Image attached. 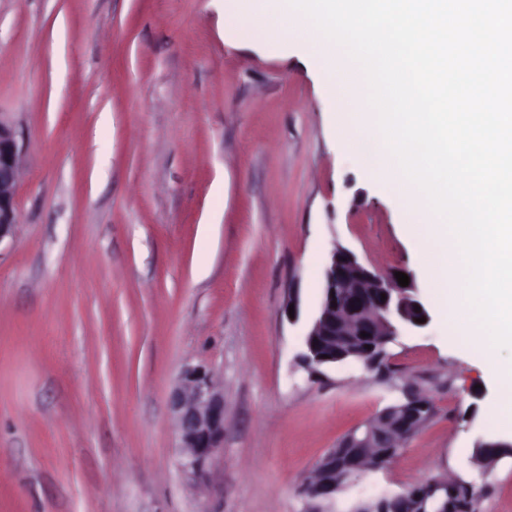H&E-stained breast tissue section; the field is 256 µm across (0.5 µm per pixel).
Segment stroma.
<instances>
[{
  "mask_svg": "<svg viewBox=\"0 0 512 512\" xmlns=\"http://www.w3.org/2000/svg\"><path fill=\"white\" fill-rule=\"evenodd\" d=\"M0 116L27 135L0 244V512H304L318 460L409 389L431 419L331 512L443 476L512 512V458L474 459L495 386L440 318L390 344L385 378L296 363L288 293L313 316L333 245L431 288L297 47L244 38L224 0H0ZM199 364L224 388L202 485L169 406Z\"/></svg>",
  "mask_w": 512,
  "mask_h": 512,
  "instance_id": "obj_1",
  "label": "stroma"
}]
</instances>
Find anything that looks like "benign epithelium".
<instances>
[{
	"label": "benign epithelium",
	"instance_id": "obj_1",
	"mask_svg": "<svg viewBox=\"0 0 512 512\" xmlns=\"http://www.w3.org/2000/svg\"><path fill=\"white\" fill-rule=\"evenodd\" d=\"M23 142V132L0 117V243L13 238L19 224L15 187ZM412 291V286L398 284L395 273L369 267L351 250L333 245L323 269L315 314L302 330L297 364L316 378L352 357L362 361L368 371L387 377L388 344L401 333L430 322L427 309ZM170 407L181 451L180 466L192 479L204 483L213 463L224 453V392L213 372L203 365L186 367L171 392ZM433 411L428 396L409 393L348 432L318 461L313 475L303 484L305 512H326L345 485L369 470L382 468L380 463L365 466L371 452L378 450L384 457L398 455ZM475 447L483 464L512 458V441L486 437L478 439ZM439 488L447 489L441 512H460L458 498L475 493L470 483L439 478L396 496L361 503L351 512H425L426 500Z\"/></svg>",
	"mask_w": 512,
	"mask_h": 512
}]
</instances>
